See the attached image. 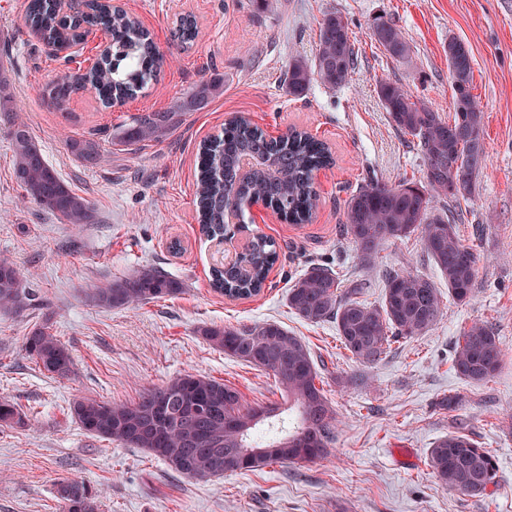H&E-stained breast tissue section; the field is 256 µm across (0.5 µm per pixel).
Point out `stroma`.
I'll use <instances>...</instances> for the list:
<instances>
[{"label": "stroma", "instance_id": "stroma-1", "mask_svg": "<svg viewBox=\"0 0 512 512\" xmlns=\"http://www.w3.org/2000/svg\"><path fill=\"white\" fill-rule=\"evenodd\" d=\"M26 6L0 0V73L12 82L18 119L65 182L89 199L95 220L76 228L22 200L10 125L0 119V258L17 267L35 295L32 309L0 313V398L24 417L23 425L0 427V512H60L62 478L101 489L99 512H512V0H127L164 65L156 84L112 109L89 91L62 108L49 99L53 81L93 64L97 43L56 56L24 25ZM329 12L341 13L356 36L357 68L343 87L315 81L291 96L285 70L295 59L313 61ZM184 14L201 29L189 48L173 36ZM380 21L401 31L411 60L390 58L375 42ZM453 37L472 53L485 156L474 200L442 199L437 208L479 255L475 296L466 305L444 297L432 330L364 365L342 348L334 322L293 313L288 289L316 264L333 270L342 287L361 284L360 298L370 305L380 302L393 270L441 282L419 235L385 242L364 266L343 222L345 202L363 181L393 187L422 180L413 139L390 122L377 86L400 82L414 98L450 112L446 48ZM203 83L218 84L219 93L182 113L165 137L133 145L114 139L116 127L175 108ZM239 113L274 138L295 127L309 131L330 146L335 164L316 175L312 223L246 210L250 233L272 238L279 259L260 294L232 299L211 286L221 258L198 222L195 174L199 144ZM71 139L95 141L99 163L82 162L67 145ZM144 267L176 277L183 293L133 308L91 302L93 289ZM42 320L72 353L66 378L40 371L23 351L25 336ZM267 320L300 336L321 371L337 419L325 459L195 481L141 449L89 436L70 415L75 400L134 402L187 371L236 386L249 405L284 406L271 375L226 357L200 334ZM474 321L493 327L504 352L500 371L481 384L452 367L456 340ZM454 396L461 407L442 408ZM460 425L497 460L492 496L442 487L427 466L433 442Z\"/></svg>", "mask_w": 512, "mask_h": 512}]
</instances>
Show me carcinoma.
<instances>
[{
  "mask_svg": "<svg viewBox=\"0 0 512 512\" xmlns=\"http://www.w3.org/2000/svg\"><path fill=\"white\" fill-rule=\"evenodd\" d=\"M26 26L50 44H67L80 36L85 24L112 31L109 51L96 64L78 75H66L49 87L50 98L64 106L75 94L90 90L99 102L111 106L126 102L157 79L163 58L135 19L112 5V0H94L91 15L65 21L56 0H29ZM200 34L197 24L180 18L178 35L193 42ZM373 39L396 60H409L411 47L399 30L387 22L377 23ZM359 57L356 39L342 15L330 12L320 24L314 66L301 60L288 65V91L302 94L313 81L331 88L349 82ZM448 67L462 74L451 86L452 117H445L414 98L397 81L378 86V97L393 125L417 139L424 161L423 182L405 181L395 187L368 185L347 201L344 229L358 247L360 263L368 265L381 245L390 240L420 234L423 248L448 283V294L459 304L472 300L477 279V255L459 236L447 215L436 211V199L470 200L475 197L476 173L484 156V115L471 93L473 59L461 40L448 41ZM217 93L213 84H201L183 105L191 109ZM15 97L5 76L0 75V116L11 125L14 153L13 174L23 198L35 202L64 224L81 227L94 221L89 200L74 192L46 160L28 126L17 120ZM177 112H151L133 120L118 138L124 142L156 140L178 121ZM76 155L94 163L99 153L92 141L71 140ZM327 143L305 130L294 129L273 139L239 115L198 149L196 206L199 223L207 236L231 233L226 211L244 223V208L256 200L292 224L312 221L317 202L314 174L331 165ZM277 258L275 241L263 235L252 237L241 259L250 275L237 267L217 269L213 287L229 298L251 297L265 284V273ZM340 282L331 270L313 267L288 289V307L300 318L319 323L332 319L343 348L356 361L371 364L398 339L421 336L437 325L442 299L435 283L408 271L388 275L380 304L368 305L339 292ZM183 293L182 284L155 268H141L104 288L91 300L105 308L128 307ZM30 292L17 267L0 259V311L18 314L28 309ZM200 335L224 355L261 368L271 374L281 395L299 413L297 427L272 438L254 435L262 424V407L245 404L242 393L224 382L184 373L133 403L110 404L94 399L73 402L70 414L89 435L129 448H140L160 459L169 469L196 481L258 470L271 463H299L321 459L334 440L335 416L309 347L276 321L224 328H202ZM24 351L41 370L56 377L67 376L73 359L69 348L52 333L48 323L36 324L24 337ZM502 363V348L493 328L474 321L463 329L456 346L453 367L469 383L494 377ZM24 423L10 401L0 399V426ZM213 436L223 448L249 450L295 441L288 457L256 458L238 466H224V456L206 450L191 452L192 443ZM427 465L438 482L473 498L493 494L497 463L491 452L462 431H450L429 449ZM101 491L69 478L57 483L62 512H99Z\"/></svg>",
  "mask_w": 512,
  "mask_h": 512,
  "instance_id": "cac0c4a2",
  "label": "carcinoma"
}]
</instances>
